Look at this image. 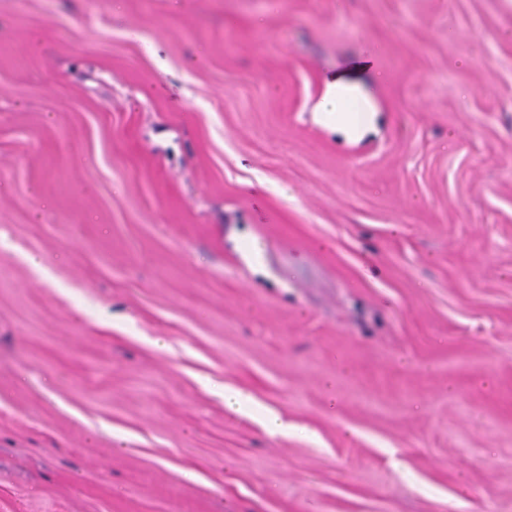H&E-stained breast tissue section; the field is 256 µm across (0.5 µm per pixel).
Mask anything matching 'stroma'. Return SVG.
Segmentation results:
<instances>
[{
    "mask_svg": "<svg viewBox=\"0 0 512 512\" xmlns=\"http://www.w3.org/2000/svg\"><path fill=\"white\" fill-rule=\"evenodd\" d=\"M0 512H512V0H0ZM362 100L354 94H340L336 99V117L353 126L359 124L364 116ZM363 101L367 112H370L366 122L359 129H352L340 120H336V117L329 119L328 121L335 133L343 137H349L355 133H367L372 129L374 120L372 112L375 111H373L371 105L366 100Z\"/></svg>",
    "mask_w": 512,
    "mask_h": 512,
    "instance_id": "obj_1",
    "label": "stroma"
}]
</instances>
